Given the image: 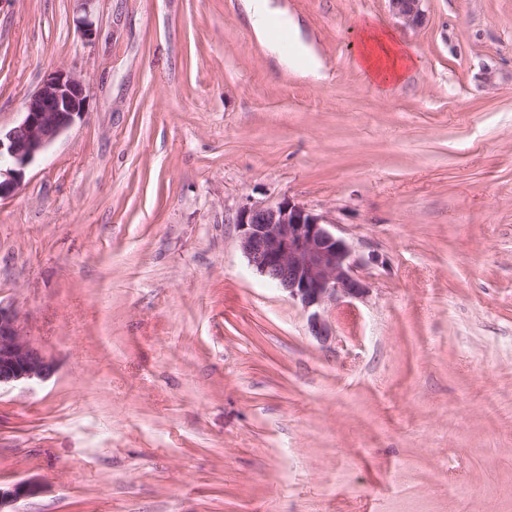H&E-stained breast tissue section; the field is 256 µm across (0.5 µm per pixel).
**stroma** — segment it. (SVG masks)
<instances>
[{
  "label": "stroma",
  "mask_w": 512,
  "mask_h": 512,
  "mask_svg": "<svg viewBox=\"0 0 512 512\" xmlns=\"http://www.w3.org/2000/svg\"><path fill=\"white\" fill-rule=\"evenodd\" d=\"M271 4L317 72L242 0H0V129L90 90L0 201V303L56 362L0 389L18 512H512V0ZM368 20L418 60L390 92ZM283 197L367 261L327 346L231 222ZM244 6L248 15L249 23L258 37L266 42L270 51L278 50V45L271 37L270 21L275 11L269 7V0H244ZM391 13L407 27L418 28L424 23L421 0H387ZM354 56L360 73L384 91L402 85L416 67L412 53L393 32L373 23L361 29ZM39 491L36 483L30 481H19L2 487L0 484V511L16 512V510H5L12 507L18 501L35 496Z\"/></svg>",
  "instance_id": "1"
}]
</instances>
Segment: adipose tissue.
Masks as SVG:
<instances>
[{
    "mask_svg": "<svg viewBox=\"0 0 512 512\" xmlns=\"http://www.w3.org/2000/svg\"><path fill=\"white\" fill-rule=\"evenodd\" d=\"M354 56L360 73L386 91L402 85L416 67L412 53L393 32L372 23L363 26Z\"/></svg>",
    "mask_w": 512,
    "mask_h": 512,
    "instance_id": "obj_1",
    "label": "adipose tissue"
}]
</instances>
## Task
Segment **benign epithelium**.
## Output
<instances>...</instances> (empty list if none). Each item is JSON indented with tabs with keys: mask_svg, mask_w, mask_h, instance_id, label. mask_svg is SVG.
Returning <instances> with one entry per match:
<instances>
[{
	"mask_svg": "<svg viewBox=\"0 0 512 512\" xmlns=\"http://www.w3.org/2000/svg\"><path fill=\"white\" fill-rule=\"evenodd\" d=\"M388 2L405 26L418 28L424 23L421 0ZM88 102L89 88L75 74L59 69L47 76L28 100L21 122L0 131V200L20 189L27 168L87 112ZM233 223L249 264L301 304L310 336L330 344L335 338L331 310L369 293L359 274L365 260L330 231L332 222L326 216L289 198L246 201L236 210ZM55 368V360L23 332L18 312L0 304V387L44 380ZM38 491L30 481L0 486V512Z\"/></svg>",
	"mask_w": 512,
	"mask_h": 512,
	"instance_id": "7a95c632",
	"label": "benign epithelium"
}]
</instances>
